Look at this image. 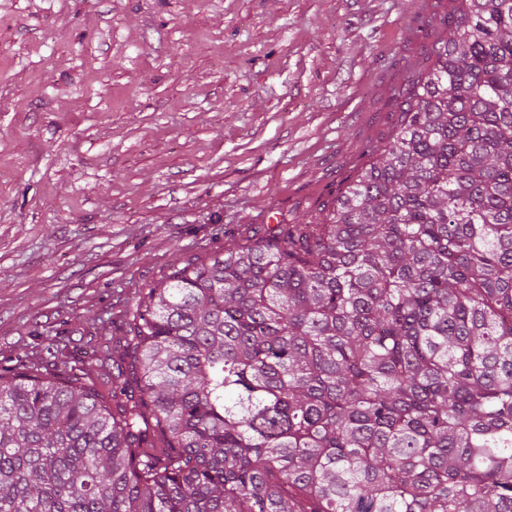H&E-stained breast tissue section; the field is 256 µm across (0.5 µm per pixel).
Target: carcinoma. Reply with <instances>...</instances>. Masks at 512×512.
Instances as JSON below:
<instances>
[{"label":"carcinoma","instance_id":"obj_1","mask_svg":"<svg viewBox=\"0 0 512 512\" xmlns=\"http://www.w3.org/2000/svg\"><path fill=\"white\" fill-rule=\"evenodd\" d=\"M446 26L322 218L173 267L81 377L0 370V512H512V0Z\"/></svg>","mask_w":512,"mask_h":512}]
</instances>
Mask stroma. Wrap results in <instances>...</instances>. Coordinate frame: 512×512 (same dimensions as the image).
I'll return each mask as SVG.
<instances>
[{
  "label": "stroma",
  "mask_w": 512,
  "mask_h": 512,
  "mask_svg": "<svg viewBox=\"0 0 512 512\" xmlns=\"http://www.w3.org/2000/svg\"><path fill=\"white\" fill-rule=\"evenodd\" d=\"M452 0H0V370L79 375L134 298L315 218Z\"/></svg>",
  "instance_id": "obj_1"
}]
</instances>
